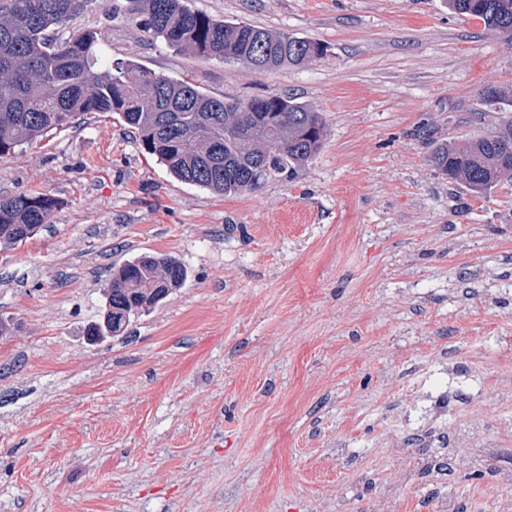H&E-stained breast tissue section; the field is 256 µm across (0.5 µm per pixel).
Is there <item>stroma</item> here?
I'll return each mask as SVG.
<instances>
[{"label": "stroma", "mask_w": 512, "mask_h": 512, "mask_svg": "<svg viewBox=\"0 0 512 512\" xmlns=\"http://www.w3.org/2000/svg\"><path fill=\"white\" fill-rule=\"evenodd\" d=\"M324 44L268 72L146 39L126 0L79 28L104 57L207 94H292L325 119L291 181L180 182L112 113L0 157V196L50 224L0 250V512H512V182H449L502 119L512 41L446 0H191ZM166 254L181 288L89 342L113 270Z\"/></svg>", "instance_id": "obj_1"}]
</instances>
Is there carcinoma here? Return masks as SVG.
Segmentation results:
<instances>
[{
    "mask_svg": "<svg viewBox=\"0 0 512 512\" xmlns=\"http://www.w3.org/2000/svg\"><path fill=\"white\" fill-rule=\"evenodd\" d=\"M91 0H0V157L81 114L114 112L136 130L143 149L175 179L224 196L248 194L269 177L294 179L320 151L322 113L292 95L247 101L209 95L188 80L159 75L134 62L100 61L97 33L57 32L80 17ZM456 13L512 40V0H448ZM127 11L152 40L204 60L236 61L259 55L270 71L310 64L322 44L245 22L219 20L190 0H128ZM270 100L271 112L245 118L246 107ZM485 101L512 107V85L489 89ZM432 165L484 198L512 179V116L488 135L458 146L430 142ZM57 201L43 194L0 197V250L11 249L51 221ZM186 268L167 255L127 261L104 288L108 324L90 335L119 336L187 280Z\"/></svg>",
    "mask_w": 512,
    "mask_h": 512,
    "instance_id": "1",
    "label": "carcinoma"
}]
</instances>
